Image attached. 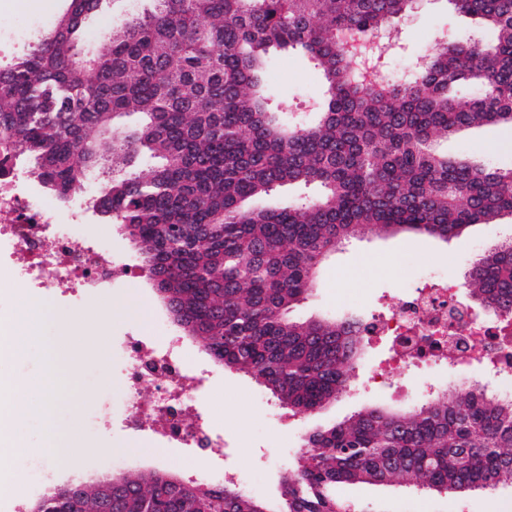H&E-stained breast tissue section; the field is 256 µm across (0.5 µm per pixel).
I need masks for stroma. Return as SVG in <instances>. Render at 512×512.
<instances>
[{
    "label": "stroma",
    "mask_w": 512,
    "mask_h": 512,
    "mask_svg": "<svg viewBox=\"0 0 512 512\" xmlns=\"http://www.w3.org/2000/svg\"><path fill=\"white\" fill-rule=\"evenodd\" d=\"M65 0H0V67L11 65L51 28L65 8ZM148 0H103L100 11L88 20L81 38L85 51H95L105 30L121 25L148 8ZM472 24L447 5L446 0H424L399 35L400 49L393 70L419 61L425 49L448 39L465 40ZM264 80L290 107H302L322 89L320 73L299 55L278 56ZM456 158L481 157L504 169L512 168V129L488 125L441 143ZM29 161H21L18 188L29 199L54 210L59 223L72 224L75 234L111 249L114 259L134 265L131 277L89 293L83 290L37 288L15 266L0 264V314L10 315L21 302L42 312L40 347L10 359L8 370L21 379L39 381L57 372L60 381L49 415L28 419L23 427L27 454L15 466L24 484L22 496L0 499V512H33L51 488L77 485L129 470H167L196 478L197 468L215 474L241 476L242 487L253 497L277 508L279 480L300 453L306 431L327 427L367 404L407 410L423 401L422 381L444 385V365L403 368L394 360L389 338L371 337L367 354L351 379L352 389L321 410L296 415L279 406L255 379L213 362L203 347L185 336L170 319L150 280L139 270L137 251L114 225L102 222L88 204L102 181L90 173L81 193L63 201L30 178ZM512 237V216L492 224H475L462 238L440 241L399 234L366 236L344 244L326 263L317 288L293 311L305 320L320 316L377 315L405 293L424 287L437 274L463 284L473 261L493 245ZM74 320L64 363L56 361V338L61 320ZM138 336L156 346L179 340L188 366L204 371L200 386L208 400L209 426L224 440L223 454L197 459L194 448L176 447L154 432L126 428L121 415L111 425L95 423L102 405L115 394L119 379L118 352L128 337ZM387 372L384 384L370 383V369ZM77 424L88 454L50 457L58 437ZM337 494L350 512H512V487L465 494L419 490L403 484L342 486Z\"/></svg>",
    "instance_id": "stroma-1"
}]
</instances>
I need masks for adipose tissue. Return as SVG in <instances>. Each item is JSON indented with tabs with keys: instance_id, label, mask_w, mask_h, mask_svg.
Returning a JSON list of instances; mask_svg holds the SVG:
<instances>
[{
	"instance_id": "ef3b65f1",
	"label": "adipose tissue",
	"mask_w": 512,
	"mask_h": 512,
	"mask_svg": "<svg viewBox=\"0 0 512 512\" xmlns=\"http://www.w3.org/2000/svg\"><path fill=\"white\" fill-rule=\"evenodd\" d=\"M39 321L24 312L0 320V356L16 355L41 343ZM54 377L31 384L5 378L0 373V497L15 495L20 486L12 461L27 452L23 423L49 405L55 388Z\"/></svg>"
}]
</instances>
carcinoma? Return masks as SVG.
Listing matches in <instances>:
<instances>
[{
	"label": "carcinoma",
	"instance_id": "cac0c4a2",
	"mask_svg": "<svg viewBox=\"0 0 512 512\" xmlns=\"http://www.w3.org/2000/svg\"><path fill=\"white\" fill-rule=\"evenodd\" d=\"M68 2L0 67V168L28 158L62 200L88 169L112 171L94 208L139 246L174 320L292 411L335 402L363 355L361 317L291 318L339 246L367 233L447 241L512 215V168L438 149L472 128H512V0H447L490 39L438 42L396 80L391 50L367 38L397 31L413 0H150L86 59L79 34L102 0ZM283 51L321 72L308 112L264 84ZM142 153L151 173L122 174ZM287 186L318 194L251 206ZM465 288L512 315V239L472 263ZM303 448L277 512H337L340 485L512 487V400L446 390L407 414L367 406L306 433ZM63 497L71 512H266L231 481L159 470L116 477L110 500L96 483L60 489L44 512Z\"/></svg>",
	"mask_w": 512,
	"mask_h": 512
}]
</instances>
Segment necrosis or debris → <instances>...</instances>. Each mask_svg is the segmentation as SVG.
Here are the masks:
<instances>
[{
    "label": "necrosis or debris",
    "instance_id": "necrosis-or-debris-1",
    "mask_svg": "<svg viewBox=\"0 0 512 512\" xmlns=\"http://www.w3.org/2000/svg\"><path fill=\"white\" fill-rule=\"evenodd\" d=\"M0 216L5 219L0 236L10 241L16 263L32 280H75L81 287L99 289L129 273L105 249L72 238L67 225L56 223L52 213L15 194L12 182L3 178ZM362 333L391 337L403 364L451 365L461 359L464 345L486 338L488 331L470 316L456 284L435 279L429 287L402 296L388 312L368 318ZM122 358L120 386L129 400V428L156 427L169 442L221 453L222 440L210 435L195 403L201 378L186 369L177 344L160 348L133 337L126 342ZM147 382L156 384L158 395L154 405L145 408L138 394Z\"/></svg>",
    "mask_w": 512,
    "mask_h": 512
}]
</instances>
